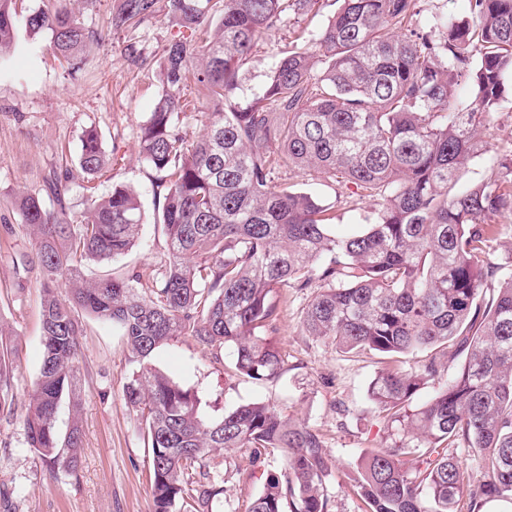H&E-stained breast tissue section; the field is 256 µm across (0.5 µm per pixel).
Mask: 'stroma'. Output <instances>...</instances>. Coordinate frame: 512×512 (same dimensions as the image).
<instances>
[{
    "mask_svg": "<svg viewBox=\"0 0 512 512\" xmlns=\"http://www.w3.org/2000/svg\"><path fill=\"white\" fill-rule=\"evenodd\" d=\"M120 0H95L81 20L95 38L89 62L69 70L49 48L48 33L38 34L27 52L15 55L0 72V322L14 333V405L0 411V488L13 490L0 512H153L151 455L144 427L125 404L123 387L133 368L119 331L80 315L82 334L78 367L81 379L79 422L83 433L76 476L51 472L26 445L23 418L42 360L41 274L33 264L32 243L13 206L23 191H42L52 173L72 170L69 197L81 210L86 181L77 170L81 135L88 126L100 131L110 159L96 178L98 194L114 183L134 186L146 214H153L158 190L154 173L138 155L140 128L163 92L160 65L166 45L200 32L180 27L158 9L148 20L111 31L109 20ZM337 0H319L303 15L289 17L258 41L238 71L236 96L262 95L270 70L284 50L317 34L338 9ZM486 151L474 158L455 185L456 191L482 181L512 149V94H504L493 121L484 130ZM275 182L312 194L333 223H363L372 199L343 197L335 179L302 174L278 166ZM167 259L162 228L144 224L137 245L126 255L90 265L96 275H120L129 268L160 267ZM309 291L282 288L274 339L285 356L274 381L236 375L229 362H216L191 338L179 337L160 348L154 365L197 391L205 417L260 401L320 434L328 459L327 487L332 512H366L352 481L351 463L380 447L390 432L376 422L367 390L381 363L378 356H348L328 341H315L301 328ZM224 475V497L215 512H233L239 499L258 494L279 474L278 459L251 465L245 452L220 453L211 462Z\"/></svg>",
    "mask_w": 512,
    "mask_h": 512,
    "instance_id": "35a3bbf8",
    "label": "stroma"
}]
</instances>
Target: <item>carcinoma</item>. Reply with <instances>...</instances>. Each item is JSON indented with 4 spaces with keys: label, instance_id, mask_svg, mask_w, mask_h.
Instances as JSON below:
<instances>
[{
    "label": "carcinoma",
    "instance_id": "obj_1",
    "mask_svg": "<svg viewBox=\"0 0 512 512\" xmlns=\"http://www.w3.org/2000/svg\"><path fill=\"white\" fill-rule=\"evenodd\" d=\"M16 0H0V64L46 32L72 66L88 52L80 5L57 0L32 9L20 34ZM318 0H167V13L196 30L219 16L199 42L164 49L163 94L141 127L138 153L163 190L154 223L169 254L162 269L87 280L84 261L114 260L138 239L145 211L133 187L106 195L86 187L84 209L68 201L70 172L53 174L45 194L15 199L42 269L43 358L24 418L26 443L52 469L75 476L83 436L74 420L57 427L63 400L78 406L75 371L82 311L118 328L136 364L123 398L144 425L150 448L153 512H211L224 488L210 475L220 451L249 453L255 464L279 455L283 472L235 512H330L323 442L313 429L273 407L249 402L206 419L196 391L156 369L157 349L179 336L221 357L253 380L281 375L273 333L280 288L313 287L301 327L345 354L377 355L383 368L369 385L375 416L391 441L354 464V488L367 512H484L512 505V269L490 261L512 227V153L500 170L451 195L484 148L512 75V0H470L467 20L444 17L414 28L418 0H342L312 38L275 63L262 96H235L237 73L263 36L287 14ZM158 0H121L118 31L154 16ZM206 90L212 111L193 142L180 134L179 90L188 74ZM469 89L467 102L459 91ZM279 164L330 175L375 202L366 224L340 232L306 193L274 185ZM78 166L87 182L103 174L97 127L81 137ZM53 202V208L45 200ZM153 288H140L144 278ZM499 288L483 296L486 278ZM0 323V410L12 409L13 359ZM462 361L424 403L413 396ZM428 361L407 369L418 353ZM473 448L479 474L448 453Z\"/></svg>",
    "mask_w": 512,
    "mask_h": 512
}]
</instances>
